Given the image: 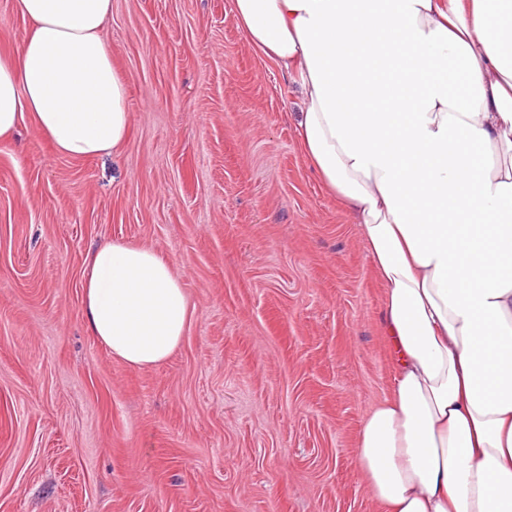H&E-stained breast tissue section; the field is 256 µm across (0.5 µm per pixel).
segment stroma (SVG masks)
<instances>
[{"instance_id": "35a3bbf8", "label": "stroma", "mask_w": 512, "mask_h": 512, "mask_svg": "<svg viewBox=\"0 0 512 512\" xmlns=\"http://www.w3.org/2000/svg\"><path fill=\"white\" fill-rule=\"evenodd\" d=\"M116 154L0 142V512H379L356 454L391 381L383 286L231 0H112ZM155 248L191 319L164 363L83 317L91 248Z\"/></svg>"}]
</instances>
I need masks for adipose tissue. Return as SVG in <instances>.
Here are the masks:
<instances>
[{"label":"adipose tissue","instance_id":"obj_1","mask_svg":"<svg viewBox=\"0 0 512 512\" xmlns=\"http://www.w3.org/2000/svg\"><path fill=\"white\" fill-rule=\"evenodd\" d=\"M0 142L32 121L64 156L117 152L131 114L101 31L112 0H16ZM295 76L296 132L350 211L395 359L358 466L383 512H512V0H231ZM89 332L134 368L179 347L189 301L155 249L108 241L83 274Z\"/></svg>","mask_w":512,"mask_h":512}]
</instances>
